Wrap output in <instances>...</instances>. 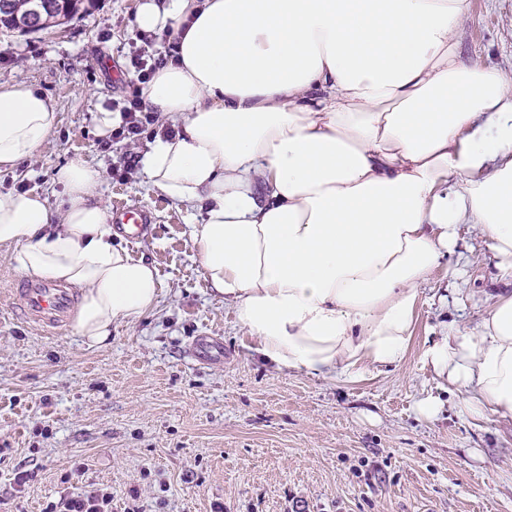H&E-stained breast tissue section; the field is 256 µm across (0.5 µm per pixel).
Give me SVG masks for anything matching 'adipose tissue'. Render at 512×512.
Instances as JSON below:
<instances>
[{"instance_id": "adipose-tissue-1", "label": "adipose tissue", "mask_w": 512, "mask_h": 512, "mask_svg": "<svg viewBox=\"0 0 512 512\" xmlns=\"http://www.w3.org/2000/svg\"><path fill=\"white\" fill-rule=\"evenodd\" d=\"M471 0H140L141 36L177 60L141 95L173 135L139 157L148 184L185 207L204 276L255 355L279 371L354 381L399 366L422 288L448 255L465 280L461 225L512 285V81L461 61ZM49 99L0 83V167L37 156ZM101 172L59 167L65 199L0 191V244L26 275L81 293L73 332L155 310V267L113 245ZM421 359L460 416L512 421V293L474 325L425 341Z\"/></svg>"}]
</instances>
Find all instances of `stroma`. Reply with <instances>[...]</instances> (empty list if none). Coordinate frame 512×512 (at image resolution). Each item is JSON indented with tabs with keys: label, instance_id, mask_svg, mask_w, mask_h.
I'll return each mask as SVG.
<instances>
[{
	"label": "stroma",
	"instance_id": "stroma-1",
	"mask_svg": "<svg viewBox=\"0 0 512 512\" xmlns=\"http://www.w3.org/2000/svg\"><path fill=\"white\" fill-rule=\"evenodd\" d=\"M138 0H96L68 24L33 33L0 30V83H25L50 99L59 121L37 157L0 168V191L60 200L57 167L80 160L104 173L105 205L151 211L139 239L116 236L162 282L157 308L114 324L112 343L88 348L71 324L33 325L11 292L27 282L0 245V512H43L90 483L112 487L114 512H512V423L473 422L447 404L434 420L416 402L438 387L424 342L443 324L477 320L493 280L489 250L469 226L473 296L432 302L451 282L454 258L432 273L401 366L354 382L278 371L253 355L233 309L211 292L182 206L141 172L112 170L146 141L99 147L95 114L122 103L144 41ZM461 59L512 80V0H472L457 33ZM224 359L199 363L200 333ZM33 480L17 484L18 472Z\"/></svg>",
	"mask_w": 512,
	"mask_h": 512
}]
</instances>
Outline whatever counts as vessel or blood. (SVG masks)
Wrapping results in <instances>:
<instances>
[{
    "mask_svg": "<svg viewBox=\"0 0 512 512\" xmlns=\"http://www.w3.org/2000/svg\"><path fill=\"white\" fill-rule=\"evenodd\" d=\"M112 221L120 225L128 237L135 239L151 224L152 215L148 209L122 204L113 206ZM14 298L30 321L46 328L64 323L75 303L70 289L45 281L23 283Z\"/></svg>",
    "mask_w": 512,
    "mask_h": 512,
    "instance_id": "obj_1",
    "label": "vessel or blood"
}]
</instances>
